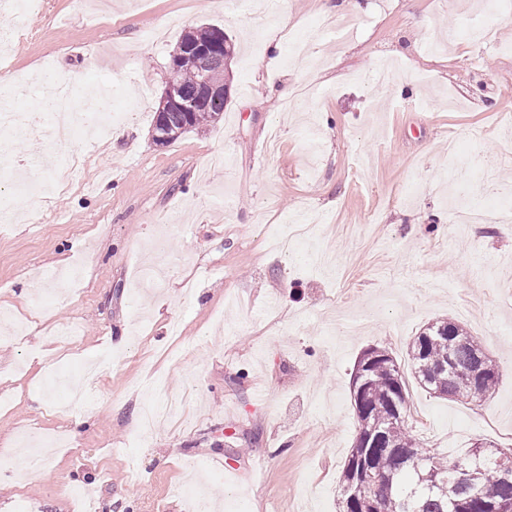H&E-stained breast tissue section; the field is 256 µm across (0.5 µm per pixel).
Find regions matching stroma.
I'll use <instances>...</instances> for the list:
<instances>
[{
    "mask_svg": "<svg viewBox=\"0 0 512 512\" xmlns=\"http://www.w3.org/2000/svg\"><path fill=\"white\" fill-rule=\"evenodd\" d=\"M359 2L327 15L286 0L274 16L255 0L236 14L225 0H36L0 17V91L17 110L38 107L34 77L80 70L122 115L98 149L39 132L15 144L28 179L53 153L91 186L16 201L29 216L0 230V310L31 323L0 342L10 512H74L72 487L95 512H191L190 484L205 512H338L355 362L374 346L406 362L446 318L499 384L480 407L407 379L416 434L450 459L512 444V223L453 217L512 190V6L490 8L476 42V0ZM204 23L236 45L224 118L156 145L170 56ZM271 29L282 55L254 39ZM342 312L372 324L328 325ZM105 353L85 403L60 410L48 383Z\"/></svg>",
    "mask_w": 512,
    "mask_h": 512,
    "instance_id": "stroma-1",
    "label": "stroma"
}]
</instances>
